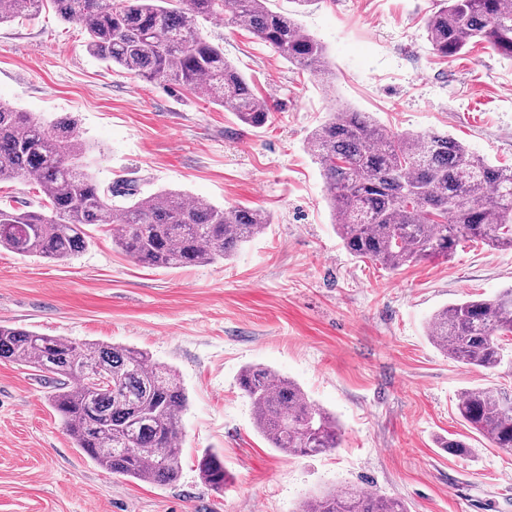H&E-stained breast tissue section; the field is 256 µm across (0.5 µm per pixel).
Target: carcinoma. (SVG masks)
<instances>
[{
  "instance_id": "carcinoma-1",
  "label": "carcinoma",
  "mask_w": 512,
  "mask_h": 512,
  "mask_svg": "<svg viewBox=\"0 0 512 512\" xmlns=\"http://www.w3.org/2000/svg\"><path fill=\"white\" fill-rule=\"evenodd\" d=\"M0 0V25L51 5L88 35L89 52L129 74L190 93L204 92L244 124L271 120L266 103L200 36L198 19L255 35L288 62L314 75L330 72L325 46L268 0ZM432 50L451 58L483 42L512 58V3L440 0L426 19ZM326 181L339 238L359 259L390 269L450 257L461 241L512 248V167L497 166L447 134L387 130L364 112L339 110L308 141ZM87 145L69 120L47 123L0 102V183L28 179L40 201L30 210L0 206V247L19 256L67 262L87 243L89 225L135 263L178 268L231 258L269 224L247 207L219 208L161 190L145 197L98 184L83 158ZM123 195V206L112 199ZM512 334V288L490 298L450 304L430 323V340L456 363L493 370ZM0 360L52 375V406L75 447L115 475L169 484L181 472L182 416L187 396L179 375L135 348L77 342L0 323ZM100 368L112 386L97 392L87 374ZM239 385L254 427L271 447L295 456L339 447L336 417L301 387L267 367L249 366ZM458 412L494 447L512 451V405L506 394L467 390ZM203 481L221 490L224 459L197 460ZM301 512H408L393 499L344 485L305 500Z\"/></svg>"
}]
</instances>
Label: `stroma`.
<instances>
[{
  "instance_id": "1",
  "label": "stroma",
  "mask_w": 512,
  "mask_h": 512,
  "mask_svg": "<svg viewBox=\"0 0 512 512\" xmlns=\"http://www.w3.org/2000/svg\"><path fill=\"white\" fill-rule=\"evenodd\" d=\"M268 6L325 45L328 78L221 19L198 23L271 106L261 128L93 56L83 30L52 7L0 26V100L73 120L101 186L172 190L270 217L229 260L183 268L137 265L101 227L64 264L0 249V322L138 348L176 369L188 397L179 478L140 482L75 448L43 373L0 361V512H299L341 484L400 499L408 512H512V453L457 409L467 390L512 395V346L485 370L448 359L428 336L448 304L512 288V251L464 242L450 259L396 270L360 260L336 233L307 149L331 113L351 108L394 131L448 133L512 166V60L483 43L439 58L425 26L434 0ZM248 365L295 380L335 415L339 447L314 457L270 448L238 383ZM449 438L465 440L468 455L445 452ZM208 448L224 458L220 491L197 470Z\"/></svg>"
}]
</instances>
